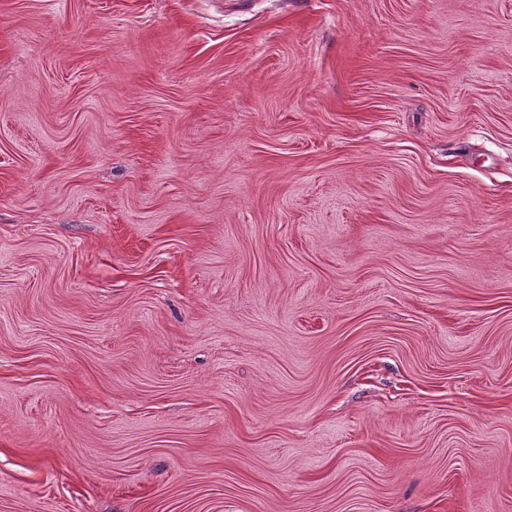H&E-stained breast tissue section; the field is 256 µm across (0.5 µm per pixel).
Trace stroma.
Returning a JSON list of instances; mask_svg holds the SVG:
<instances>
[{"mask_svg":"<svg viewBox=\"0 0 512 512\" xmlns=\"http://www.w3.org/2000/svg\"><path fill=\"white\" fill-rule=\"evenodd\" d=\"M0 512H512V0H0Z\"/></svg>","mask_w":512,"mask_h":512,"instance_id":"35a3bbf8","label":"stroma"}]
</instances>
